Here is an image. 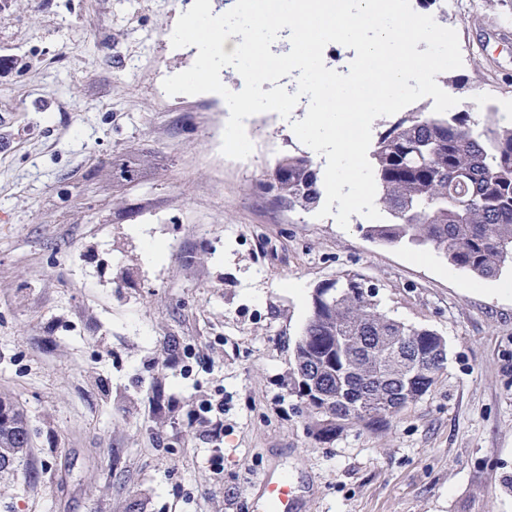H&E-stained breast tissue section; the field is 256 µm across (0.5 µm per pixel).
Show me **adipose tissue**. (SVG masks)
Here are the masks:
<instances>
[{
  "label": "adipose tissue",
  "mask_w": 512,
  "mask_h": 512,
  "mask_svg": "<svg viewBox=\"0 0 512 512\" xmlns=\"http://www.w3.org/2000/svg\"><path fill=\"white\" fill-rule=\"evenodd\" d=\"M207 12L208 7L205 0H199L194 14L187 16L183 24L170 33L172 44L177 45L186 40L192 41L197 48V55L200 60V67L196 72L171 84V92L180 93L207 89L206 79L209 69L214 67L221 56L236 53L239 49L238 44L222 41L215 28L202 23L201 18Z\"/></svg>",
  "instance_id": "adipose-tissue-1"
}]
</instances>
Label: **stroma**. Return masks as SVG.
<instances>
[{
	"mask_svg": "<svg viewBox=\"0 0 512 512\" xmlns=\"http://www.w3.org/2000/svg\"><path fill=\"white\" fill-rule=\"evenodd\" d=\"M410 5L458 35V111L512 110L497 37L512 0ZM184 15L181 0L0 13V399L31 432L0 512H250L270 470L298 480L305 512H512V291L373 242L365 221L276 203L262 182L305 149L278 114L251 116L253 152L233 160L226 113L156 93L195 61L168 40ZM130 150L143 179L100 177ZM353 276L389 317L437 332L447 361L389 428L319 443L289 389L294 348L314 288ZM173 344L188 370L169 366ZM219 397L216 450L184 412Z\"/></svg>",
	"mask_w": 512,
	"mask_h": 512,
	"instance_id": "1",
	"label": "stroma"
}]
</instances>
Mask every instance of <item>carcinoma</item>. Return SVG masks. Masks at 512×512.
<instances>
[{"label": "carcinoma", "mask_w": 512, "mask_h": 512, "mask_svg": "<svg viewBox=\"0 0 512 512\" xmlns=\"http://www.w3.org/2000/svg\"><path fill=\"white\" fill-rule=\"evenodd\" d=\"M378 203L388 214L369 224L366 235L381 244L406 242L444 257L478 280H493L512 265V123L490 107L483 124L466 112H409L380 133L372 152ZM144 161L129 151L112 157V176L133 184ZM263 186L290 210L311 211L322 192L319 171L305 153H288ZM355 278L329 279L314 289L311 312L294 349L293 392L313 419L311 433L327 443L361 424L378 430L431 391L437 380L399 372L374 382L366 378V350L356 341L347 357L338 336H406L411 351L437 333L409 326L380 310L376 292ZM23 417L0 401V469L20 463L28 447Z\"/></svg>", "instance_id": "cac0c4a2"}]
</instances>
